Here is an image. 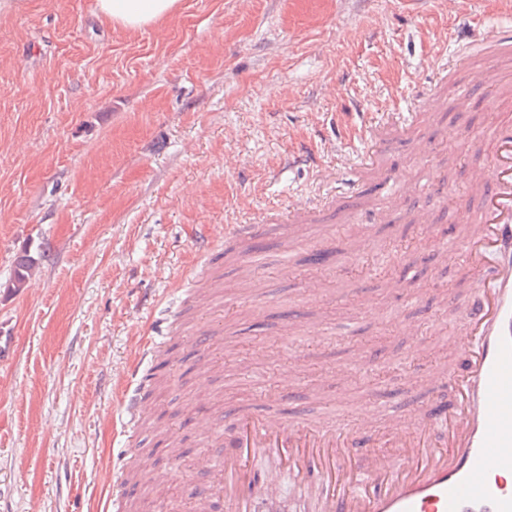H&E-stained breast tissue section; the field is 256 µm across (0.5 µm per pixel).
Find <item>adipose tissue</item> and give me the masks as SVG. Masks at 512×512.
Returning <instances> with one entry per match:
<instances>
[{"label": "adipose tissue", "instance_id": "ef3b65f1", "mask_svg": "<svg viewBox=\"0 0 512 512\" xmlns=\"http://www.w3.org/2000/svg\"><path fill=\"white\" fill-rule=\"evenodd\" d=\"M182 0H93L96 19L126 31L161 30L163 23L179 13Z\"/></svg>", "mask_w": 512, "mask_h": 512}]
</instances>
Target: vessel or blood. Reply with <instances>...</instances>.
Here are the masks:
<instances>
[{"label": "vessel or blood", "instance_id": "vessel-or-blood-1", "mask_svg": "<svg viewBox=\"0 0 512 512\" xmlns=\"http://www.w3.org/2000/svg\"><path fill=\"white\" fill-rule=\"evenodd\" d=\"M472 59L512 56V30L492 42L475 39ZM482 141L491 150L472 187L478 210L456 229L451 245L474 273L468 307L449 343L465 367L439 373L448 402L434 401L416 418L363 414L346 429L325 421L296 426L256 411L241 413L232 433L208 435L223 450L205 465L219 476L212 495L185 491L193 512L223 503L232 512H281L277 473L254 464L265 452L298 486H314L323 512H512V124H496ZM386 419L391 450H360V436Z\"/></svg>", "mask_w": 512, "mask_h": 512}]
</instances>
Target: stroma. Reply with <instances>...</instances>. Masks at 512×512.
<instances>
[{
    "instance_id": "35a3bbf8",
    "label": "stroma",
    "mask_w": 512,
    "mask_h": 512,
    "mask_svg": "<svg viewBox=\"0 0 512 512\" xmlns=\"http://www.w3.org/2000/svg\"><path fill=\"white\" fill-rule=\"evenodd\" d=\"M91 7L0 13V330L14 354L0 376V512H113L122 474L144 461L206 487L198 461L219 446L188 412L203 402L224 426L252 403L301 425L423 408L431 373L458 364L448 338L474 282L444 242L478 205V137L512 119V59L476 83L459 58L512 28V10L183 0L161 36ZM303 144L314 163L293 161ZM391 171L409 192L434 181L425 221L381 194ZM293 203L319 212L271 230ZM229 224L267 225L260 251L224 253ZM325 245L327 263L310 265ZM26 251L39 266L8 292ZM131 396L148 416L127 431ZM125 483L142 512H188L183 484Z\"/></svg>"
}]
</instances>
